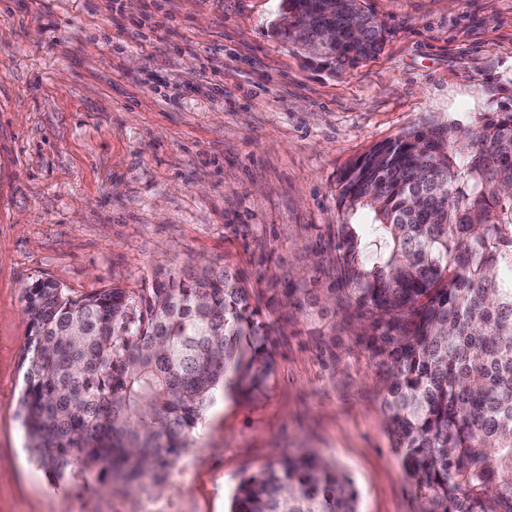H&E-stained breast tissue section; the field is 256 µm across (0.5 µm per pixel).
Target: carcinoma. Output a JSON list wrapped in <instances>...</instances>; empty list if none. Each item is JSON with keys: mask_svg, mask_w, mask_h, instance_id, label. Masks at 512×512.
<instances>
[{"mask_svg": "<svg viewBox=\"0 0 512 512\" xmlns=\"http://www.w3.org/2000/svg\"><path fill=\"white\" fill-rule=\"evenodd\" d=\"M271 33L343 73L384 44L363 0H280ZM342 221L318 260L386 367L383 414L422 512H512V104L463 129L424 121L374 145L336 187ZM24 426L37 459L160 483L217 387L261 393L282 325L238 271L202 263L135 293L25 286ZM358 491L309 450L240 479L230 512H358Z\"/></svg>", "mask_w": 512, "mask_h": 512, "instance_id": "carcinoma-1", "label": "carcinoma"}]
</instances>
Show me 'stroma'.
Returning a JSON list of instances; mask_svg holds the SVG:
<instances>
[{"label":"stroma","instance_id":"1","mask_svg":"<svg viewBox=\"0 0 512 512\" xmlns=\"http://www.w3.org/2000/svg\"><path fill=\"white\" fill-rule=\"evenodd\" d=\"M278 0H0V512H229L291 448L337 463L359 512H421L382 412L384 369L316 255L340 173L422 118L512 101V0H364L381 53L335 75L270 30ZM205 261L286 329L265 391L216 395L163 489L64 478L22 424L24 287H149ZM306 289L304 308L273 301Z\"/></svg>","mask_w":512,"mask_h":512}]
</instances>
